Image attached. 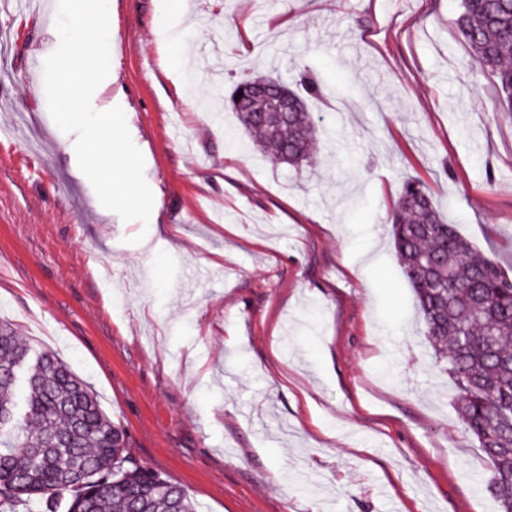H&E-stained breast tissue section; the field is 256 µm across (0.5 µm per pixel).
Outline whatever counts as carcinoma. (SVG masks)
Segmentation results:
<instances>
[{
	"mask_svg": "<svg viewBox=\"0 0 512 512\" xmlns=\"http://www.w3.org/2000/svg\"><path fill=\"white\" fill-rule=\"evenodd\" d=\"M472 61L498 79L512 110V0H462L457 19ZM248 83L230 97L243 132L274 162L312 161L315 127L306 98L325 96L304 70L280 119ZM397 256L411 282L437 362L452 380L456 410L491 465L500 512H512V278L447 224L430 193L407 181L391 217ZM0 512H197L186 492L138 462L124 430L71 366L0 324Z\"/></svg>",
	"mask_w": 512,
	"mask_h": 512,
	"instance_id": "cac0c4a2",
	"label": "carcinoma"
}]
</instances>
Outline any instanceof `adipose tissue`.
Returning a JSON list of instances; mask_svg holds the SVG:
<instances>
[{"mask_svg":"<svg viewBox=\"0 0 512 512\" xmlns=\"http://www.w3.org/2000/svg\"><path fill=\"white\" fill-rule=\"evenodd\" d=\"M63 11L73 25L61 34L62 50L55 65L53 101L57 119L65 127L86 131L83 145L99 165L118 173L122 179H135L137 167L132 152L117 153L109 138L114 113L109 93L113 80L109 54L111 0H64ZM78 28L84 31V38L75 36ZM88 53L98 59L96 69L89 74L76 66Z\"/></svg>","mask_w":512,"mask_h":512,"instance_id":"1","label":"adipose tissue"}]
</instances>
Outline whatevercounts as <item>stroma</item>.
I'll return each mask as SVG.
<instances>
[{"instance_id":"obj_1","label":"stroma","mask_w":512,"mask_h":512,"mask_svg":"<svg viewBox=\"0 0 512 512\" xmlns=\"http://www.w3.org/2000/svg\"><path fill=\"white\" fill-rule=\"evenodd\" d=\"M159 4L112 0L115 149L136 144L140 171L107 190L50 112L62 0H0V321L69 363L198 512H499L390 237L413 178L512 275V111L460 0ZM305 65L356 104L310 102L314 164L196 105Z\"/></svg>"}]
</instances>
